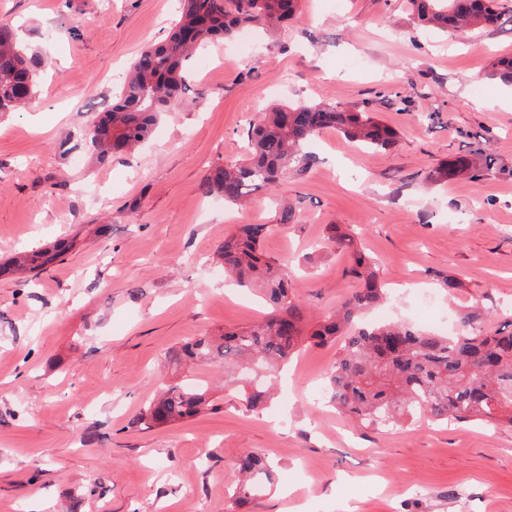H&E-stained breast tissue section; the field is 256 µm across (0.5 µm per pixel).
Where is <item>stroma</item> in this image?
Instances as JSON below:
<instances>
[{
	"label": "stroma",
	"instance_id": "1",
	"mask_svg": "<svg viewBox=\"0 0 512 512\" xmlns=\"http://www.w3.org/2000/svg\"><path fill=\"white\" fill-rule=\"evenodd\" d=\"M176 0H0L44 64L36 94L0 114V264L68 239L29 279L0 274V512H227L236 463L252 451L278 477L256 512H512V432L427 419L362 430L328 406L334 344L303 348L272 405L219 410L170 426L131 423L163 383L215 379L173 369L165 351L245 326L266 306L224 281L216 248L242 224H269L270 198L296 223L262 240L285 263L311 322L357 288L330 226L354 236L390 296L370 322L433 331L479 306L512 321V178L431 181L458 152L488 148L512 168V86L491 73L512 55V26L466 35L415 24L406 0H304L288 25L218 38L185 64L191 90L147 144L105 163L79 148L111 107L129 64L166 39ZM486 83L467 88L471 72ZM493 94L471 109L464 91ZM271 102H332L397 133L365 151L336 130L311 143L274 195L248 206L200 184L243 154V132ZM459 283L447 292L437 278Z\"/></svg>",
	"mask_w": 512,
	"mask_h": 512
}]
</instances>
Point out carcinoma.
Segmentation results:
<instances>
[{
    "label": "carcinoma",
    "mask_w": 512,
    "mask_h": 512,
    "mask_svg": "<svg viewBox=\"0 0 512 512\" xmlns=\"http://www.w3.org/2000/svg\"><path fill=\"white\" fill-rule=\"evenodd\" d=\"M176 22L168 38L149 45L142 54L154 59V68L137 58L123 79L111 108L100 119L104 136L84 134L91 157L105 162L112 155L131 152L145 142L161 113L189 92L183 77L186 60L215 37L230 39L243 27L286 23L300 9L301 0H179ZM417 24L442 32L466 33L494 25L501 18L499 0H408ZM204 14L209 23L196 28L188 43L181 32ZM38 58L15 32L0 26V112H15L34 96ZM494 75L512 84V56L491 63ZM332 128L371 151L388 150L397 133L372 112H347L330 104L275 105L261 113L245 132L246 157L215 168L201 185L205 196L219 194L238 204L257 191L273 190L288 170L311 161L305 151L322 130ZM497 167L490 149L470 150L435 169L437 181L464 178L478 181ZM296 222L295 210L282 207L273 224H245L224 236L217 257L224 274L242 286H256L271 311L261 322L227 327L217 336H198L165 352L175 365L224 364V388L247 410L256 411L272 400L274 380L306 345L333 343L344 337L340 353L327 376V403L353 419L360 428L378 430L399 426L408 419L427 417L441 423L480 421L512 430V328L492 332L476 328L478 309L458 312L452 336L424 332L411 323L396 322L361 328L360 314L386 298L378 284L376 263L345 232L329 228V240L349 257L346 274L362 287L336 310L309 326L300 302L290 291L284 265L263 255V237ZM65 248L35 249L12 261L13 271L31 273L52 263ZM218 409L210 384L200 381L164 387L132 421L152 428L193 418ZM267 458L248 453L238 463L229 512L255 504L273 483Z\"/></svg>",
    "instance_id": "1"
}]
</instances>
